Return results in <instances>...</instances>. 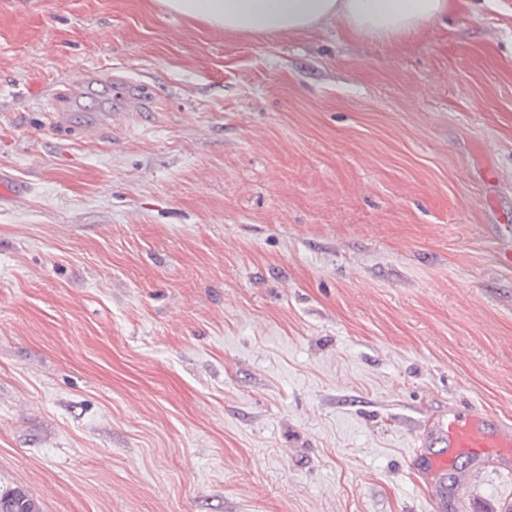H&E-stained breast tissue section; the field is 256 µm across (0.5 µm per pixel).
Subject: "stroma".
Segmentation results:
<instances>
[{
  "mask_svg": "<svg viewBox=\"0 0 512 512\" xmlns=\"http://www.w3.org/2000/svg\"><path fill=\"white\" fill-rule=\"evenodd\" d=\"M69 92L59 134L47 101ZM158 104L110 120L108 86ZM0 495L434 512L449 409L512 424V0L394 49L155 0H0ZM442 512H506L459 461Z\"/></svg>",
  "mask_w": 512,
  "mask_h": 512,
  "instance_id": "stroma-1",
  "label": "stroma"
}]
</instances>
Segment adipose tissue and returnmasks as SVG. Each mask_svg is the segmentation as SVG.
Returning <instances> with one entry per match:
<instances>
[{
  "instance_id": "obj_1",
  "label": "adipose tissue",
  "mask_w": 512,
  "mask_h": 512,
  "mask_svg": "<svg viewBox=\"0 0 512 512\" xmlns=\"http://www.w3.org/2000/svg\"><path fill=\"white\" fill-rule=\"evenodd\" d=\"M167 13L230 36H285L336 27L392 46L417 40L450 0H158Z\"/></svg>"
}]
</instances>
